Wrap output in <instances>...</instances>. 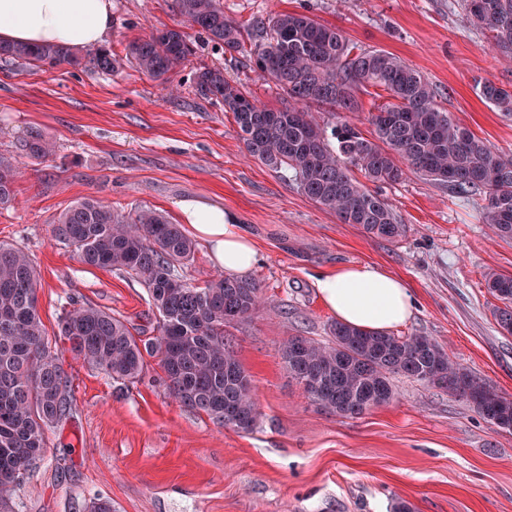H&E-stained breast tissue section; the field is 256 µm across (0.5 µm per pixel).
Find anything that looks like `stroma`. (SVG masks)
<instances>
[{
  "mask_svg": "<svg viewBox=\"0 0 512 512\" xmlns=\"http://www.w3.org/2000/svg\"><path fill=\"white\" fill-rule=\"evenodd\" d=\"M226 16L248 24L277 11L310 15L362 49H382L419 69L439 107L503 152L512 153V114L481 100V81L512 88V59L490 32L468 25L461 0H223ZM174 0H112L106 48L180 25ZM196 53L157 80L129 63L115 74L60 65L0 62V155L15 158L14 205L0 210V242L24 251L41 281L39 311L56 339L73 388L72 409L47 432L42 461L16 487L18 512H86L106 498L112 512H512V433L496 430L465 400L403 377L395 395L360 418L313 403L281 359L284 337L330 338L319 274L372 263L406 279L415 306L399 336L434 339L500 396L512 400V335L493 310L490 274L512 275V240L484 224L480 197L463 198L410 172L374 185L406 226L390 242L301 194L248 156L231 113L196 96V69L223 68L260 103L283 109L288 96L194 28ZM36 131L54 152L19 149ZM97 198L118 210L149 207L177 221L176 204L224 206L253 238L251 273L266 299L225 335L250 375L260 410L253 432L214 425L168 395L157 359L133 384L75 357L58 339L63 311L94 304L155 336L158 314L146 289L119 270L82 264L53 228L74 202Z\"/></svg>",
  "mask_w": 512,
  "mask_h": 512,
  "instance_id": "obj_1",
  "label": "stroma"
}]
</instances>
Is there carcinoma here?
Here are the masks:
<instances>
[{
    "label": "carcinoma",
    "instance_id": "carcinoma-1",
    "mask_svg": "<svg viewBox=\"0 0 512 512\" xmlns=\"http://www.w3.org/2000/svg\"><path fill=\"white\" fill-rule=\"evenodd\" d=\"M183 22L198 28L229 55L254 40L250 67L270 78L294 105L274 111L224 76L221 67L198 70L194 92L233 114L248 154L283 174L297 190L336 214L387 240L403 235L391 207L364 181L393 184L406 171L419 173L459 196L484 201L483 221L496 236L512 239V155L498 151L456 122L436 103L425 76L385 50L354 46L342 31L306 14L273 12L242 25L224 15L220 0H175ZM465 21L492 33L494 46L512 57V0H463ZM194 53L177 27L135 40L121 57L110 49L81 53L63 45L0 44V61L62 64L105 74L135 64L161 80ZM383 88L388 101L370 114L374 136L340 119L360 111V94ZM479 97L512 114V90L492 82ZM331 120L319 124L315 113ZM26 155L45 158L53 146L38 132L20 143ZM18 169L0 155V209L15 201ZM57 241L91 267L115 269L141 280L159 313L157 334L133 335L105 310L82 305L59 320L69 351L112 380L134 383L159 359L169 396L205 414L219 427L249 433L260 415L252 379L232 350L224 328L249 316L262 302L259 285L231 274L195 285L174 273L190 262L195 244L161 212L123 213L94 198L75 202L58 218ZM39 275L23 251L0 244V512H15L13 491L46 452V431L69 414V379L58 348L46 335L38 309ZM487 288L503 306L493 311L512 335V276L492 274ZM330 340L289 336L280 353L293 380L320 407L358 417L389 403L391 378L403 375L465 399L487 423L512 433V400L452 361L428 336H397L335 323Z\"/></svg>",
    "mask_w": 512,
    "mask_h": 512
}]
</instances>
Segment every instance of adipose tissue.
<instances>
[{"label": "adipose tissue", "mask_w": 512, "mask_h": 512, "mask_svg": "<svg viewBox=\"0 0 512 512\" xmlns=\"http://www.w3.org/2000/svg\"><path fill=\"white\" fill-rule=\"evenodd\" d=\"M112 29V0H0V42L65 44L87 49L102 44ZM177 208L196 240L225 273L247 276L259 252L235 214L200 199ZM318 294L337 321L387 332L413 314L406 280L370 263H355L319 275Z\"/></svg>", "instance_id": "obj_1"}]
</instances>
